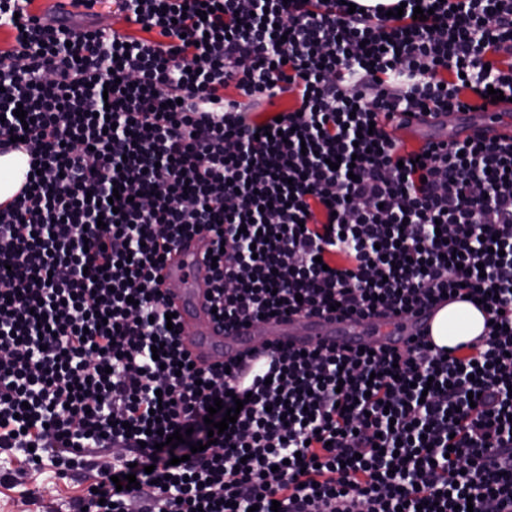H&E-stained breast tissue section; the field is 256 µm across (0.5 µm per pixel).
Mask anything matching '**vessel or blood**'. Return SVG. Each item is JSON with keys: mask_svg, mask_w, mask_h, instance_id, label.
<instances>
[{"mask_svg": "<svg viewBox=\"0 0 512 512\" xmlns=\"http://www.w3.org/2000/svg\"><path fill=\"white\" fill-rule=\"evenodd\" d=\"M396 124L409 142L419 146L468 139L502 140L512 137V103L504 101L483 110L448 115H402ZM210 248L211 239L205 234L185 240L172 252L161 271L163 281L173 286L169 299L178 315L183 346L196 367L207 369L240 359L235 383L246 391L252 388L255 378L269 370L271 358L265 353V346L355 349L367 344V337L360 331L361 321L331 315L273 317L265 323L264 336H256L251 327L225 335L213 321L209 299ZM433 316V310L424 309L405 318H371V326L380 332L375 343L401 349L411 337L431 339Z\"/></svg>", "mask_w": 512, "mask_h": 512, "instance_id": "b4317fda", "label": "vessel or blood"}]
</instances>
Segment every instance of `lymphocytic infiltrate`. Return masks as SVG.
I'll return each instance as SVG.
<instances>
[{"label": "lymphocytic infiltrate", "instance_id": "1", "mask_svg": "<svg viewBox=\"0 0 512 512\" xmlns=\"http://www.w3.org/2000/svg\"><path fill=\"white\" fill-rule=\"evenodd\" d=\"M31 2L0 0L16 32L0 154L18 137L38 165L0 204V448L63 472L96 461L71 512H336L345 496L357 512H512V139L403 153L388 129L512 98V0H404L399 18L342 0H71L81 23ZM102 7L150 37L101 25ZM200 232L228 335L288 311L404 317L452 292L490 323L444 353L274 348L212 444L207 408L234 407L235 376L191 367L157 281Z\"/></svg>", "mask_w": 512, "mask_h": 512}]
</instances>
